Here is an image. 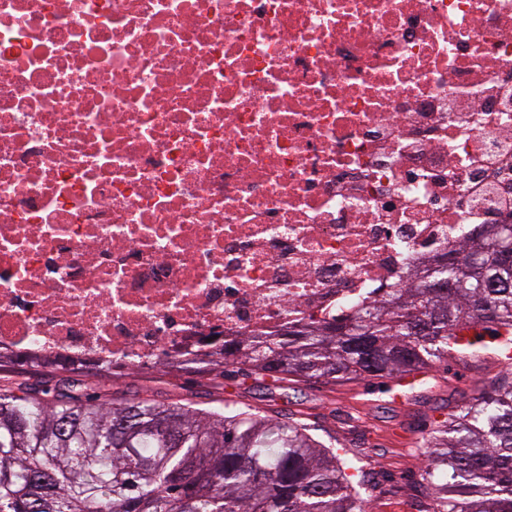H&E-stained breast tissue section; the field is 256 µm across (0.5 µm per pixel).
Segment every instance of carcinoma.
I'll list each match as a JSON object with an SVG mask.
<instances>
[{
    "label": "carcinoma",
    "mask_w": 512,
    "mask_h": 512,
    "mask_svg": "<svg viewBox=\"0 0 512 512\" xmlns=\"http://www.w3.org/2000/svg\"><path fill=\"white\" fill-rule=\"evenodd\" d=\"M511 224H487L410 273L401 288L331 321L249 336L182 364L224 361L248 374L336 381L422 373L459 347L512 348ZM447 277L454 288H437ZM473 331L455 343L457 329ZM28 363L53 384L0 389V512H364L362 468L303 424L235 403L199 409L85 394L80 360L0 350V367ZM419 448L433 512H512V382L481 392L437 422Z\"/></svg>",
    "instance_id": "carcinoma-1"
}]
</instances>
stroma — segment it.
Listing matches in <instances>:
<instances>
[{"instance_id": "35a3bbf8", "label": "stroma", "mask_w": 512, "mask_h": 512, "mask_svg": "<svg viewBox=\"0 0 512 512\" xmlns=\"http://www.w3.org/2000/svg\"><path fill=\"white\" fill-rule=\"evenodd\" d=\"M80 378L87 390L106 389L118 399H186L200 408L221 399L307 424L359 460L369 512H432V494L419 479L425 459L418 441L484 386L512 382V361L455 353L410 386L376 376L276 385L233 370L180 372L169 362L113 374L87 368Z\"/></svg>"}]
</instances>
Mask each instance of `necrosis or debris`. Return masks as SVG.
I'll use <instances>...</instances> for the list:
<instances>
[{
	"label": "necrosis or debris",
	"mask_w": 512,
	"mask_h": 512,
	"mask_svg": "<svg viewBox=\"0 0 512 512\" xmlns=\"http://www.w3.org/2000/svg\"><path fill=\"white\" fill-rule=\"evenodd\" d=\"M512 222V0H0V348L329 320Z\"/></svg>",
	"instance_id": "1"
}]
</instances>
